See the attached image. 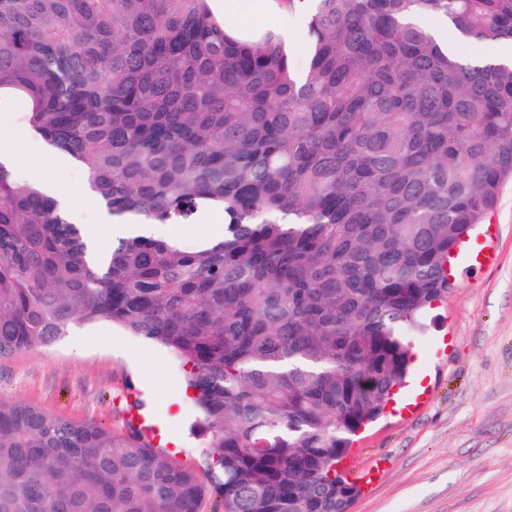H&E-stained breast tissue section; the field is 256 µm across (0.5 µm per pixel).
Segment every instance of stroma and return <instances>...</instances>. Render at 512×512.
Returning <instances> with one entry per match:
<instances>
[{"label":"stroma","mask_w":512,"mask_h":512,"mask_svg":"<svg viewBox=\"0 0 512 512\" xmlns=\"http://www.w3.org/2000/svg\"><path fill=\"white\" fill-rule=\"evenodd\" d=\"M36 142L14 110L0 111V150L13 155L14 170L47 164ZM55 178L81 223H98L84 170L74 165ZM491 216L499 226L496 264L457 267L453 290L414 341L424 403L411 413L394 409L353 444L350 474L381 470L350 512H512V180ZM0 401L118 432L147 414L161 448L196 466L203 460L182 367L163 348L106 324L0 360Z\"/></svg>","instance_id":"35a3bbf8"}]
</instances>
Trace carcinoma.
Instances as JSON below:
<instances>
[{"label":"carcinoma","instance_id":"1","mask_svg":"<svg viewBox=\"0 0 512 512\" xmlns=\"http://www.w3.org/2000/svg\"><path fill=\"white\" fill-rule=\"evenodd\" d=\"M311 2L304 79L282 38L209 0H0V108L85 166L108 213L187 224L100 266L41 187L0 162V360L112 324L185 370L207 448L0 401V512H349L352 436L409 373L448 258L512 176V0ZM208 482H203L200 473ZM224 228V216L220 213H202L197 216L194 224H168L166 236L179 240L185 246H192L195 241L204 235L205 230Z\"/></svg>","mask_w":512,"mask_h":512}]
</instances>
